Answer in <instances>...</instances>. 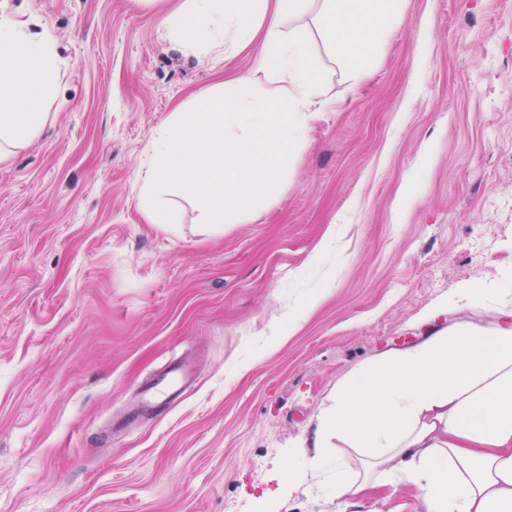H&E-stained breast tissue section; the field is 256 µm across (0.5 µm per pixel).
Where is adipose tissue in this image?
<instances>
[{
	"label": "adipose tissue",
	"mask_w": 512,
	"mask_h": 512,
	"mask_svg": "<svg viewBox=\"0 0 512 512\" xmlns=\"http://www.w3.org/2000/svg\"><path fill=\"white\" fill-rule=\"evenodd\" d=\"M312 0H184L169 11V36L223 46L225 56L262 39L260 68L281 82L271 98L246 76L225 80L218 96L174 112L151 138L139 182L152 223L174 218L158 202L177 189L190 195L205 224H243L277 200L311 121L327 106L307 33L285 29ZM403 0H321L317 23L334 55L350 62L383 51ZM50 40L29 37L0 19V160L45 124L57 80ZM512 285L463 283L446 307L494 306L492 326L459 324L387 361L354 371L319 414L314 452L288 468L289 491L309 475L328 474L336 512H367L366 496L398 482L420 492L421 512H512ZM338 439L359 449V473L332 457Z\"/></svg>",
	"instance_id": "obj_1"
}]
</instances>
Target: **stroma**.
Returning a JSON list of instances; mask_svg holds the SVG:
<instances>
[{
  "instance_id": "obj_1",
  "label": "stroma",
  "mask_w": 512,
  "mask_h": 512,
  "mask_svg": "<svg viewBox=\"0 0 512 512\" xmlns=\"http://www.w3.org/2000/svg\"><path fill=\"white\" fill-rule=\"evenodd\" d=\"M179 2L0 0L59 59L47 122L0 162V512H334L282 473L337 387L489 322L436 305L512 274V0H404L357 81L295 18L333 106L277 203L215 228L180 195L149 223L137 175L261 45L172 42ZM183 358L195 386L147 411Z\"/></svg>"
}]
</instances>
